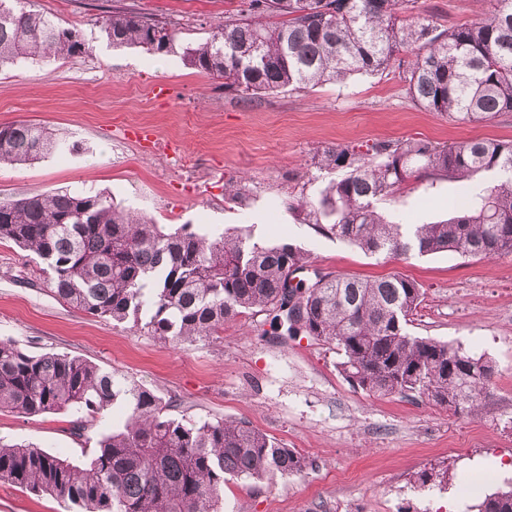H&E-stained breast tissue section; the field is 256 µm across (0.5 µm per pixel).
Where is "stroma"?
<instances>
[{"label":"stroma","instance_id":"1","mask_svg":"<svg viewBox=\"0 0 512 512\" xmlns=\"http://www.w3.org/2000/svg\"><path fill=\"white\" fill-rule=\"evenodd\" d=\"M36 9L78 28L94 47L74 60L47 58L0 69V125L18 121L80 143L27 165L0 163V199L49 191L94 195L151 217L219 235L243 232L265 246L290 243L323 272L359 278L400 275L418 283L422 302L411 334L462 345L490 357V393L467 416L420 397L372 395L344 380L333 347L308 336L269 333L265 314L225 322L220 336L192 344L159 341L130 322L74 309L46 286L36 256L0 243V338L32 353L92 361L176 402L175 415L246 421L308 457L312 469L260 485L224 484L221 512H471L512 479V257L494 262L451 252L368 255L321 231L295 209L317 201L330 174L308 163L326 147L424 139L512 142V112L462 123L417 107L398 72L357 74L306 92L281 90L244 102L221 79L186 65L181 51L115 48L92 25L106 0H33ZM179 22L181 42L201 43L237 0H122ZM480 0H416L412 17L439 28L471 22ZM183 152L186 168L169 159ZM247 178V200L228 196ZM454 182L411 180L377 201L388 220L426 224L464 208ZM125 414L97 415L82 434L69 412L26 417L0 411V438L81 461ZM445 487H420L431 468ZM0 512H65L52 497L0 485Z\"/></svg>","mask_w":512,"mask_h":512}]
</instances>
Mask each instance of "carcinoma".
I'll return each mask as SVG.
<instances>
[{
  "label": "carcinoma",
  "mask_w": 512,
  "mask_h": 512,
  "mask_svg": "<svg viewBox=\"0 0 512 512\" xmlns=\"http://www.w3.org/2000/svg\"><path fill=\"white\" fill-rule=\"evenodd\" d=\"M410 2L239 0L210 39L183 47V60L224 79V91L242 100L396 67L411 100L426 111L462 122L512 112V0H488L479 18L443 30L425 18H404ZM94 25L117 48L162 54L179 42L178 23L131 5L102 11ZM92 50L80 30L32 9L31 0H0V69ZM76 148L36 124L0 126V162L28 164ZM312 167L345 176L301 207L319 229L368 254L512 256V143L407 139L364 151L337 145L314 156ZM484 172L496 173L499 183L478 181ZM415 175L459 183L468 209L433 224L387 220L374 201L394 196ZM0 242L43 261L48 287L61 301L116 322L137 323L145 312L147 333L168 343L210 339L228 320L264 313L287 325L290 336L303 333L336 347L340 372L358 388L425 397L468 415L478 413L495 374L484 354L409 333L423 296L413 280L324 273L288 243L213 238L187 224L166 232L105 194L0 199ZM309 270L311 277L289 287V276ZM118 402L129 409L123 428L102 435L79 464L0 440V485L47 494L78 512H219L229 477L272 483L312 468L245 421L179 418L171 413L174 401L91 361L29 353L0 338V411H71L80 432L89 417ZM478 512H512V489L485 495Z\"/></svg>",
  "instance_id": "obj_1"
}]
</instances>
